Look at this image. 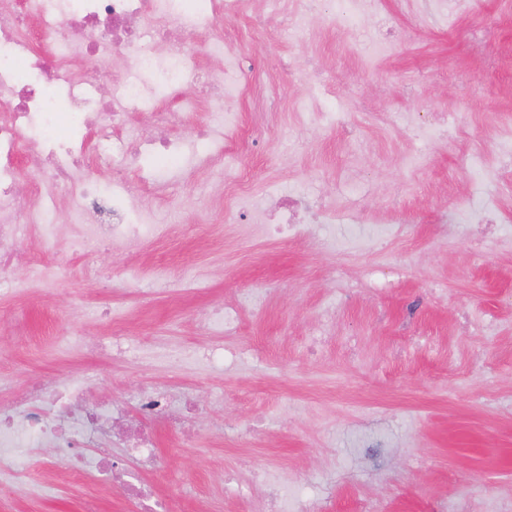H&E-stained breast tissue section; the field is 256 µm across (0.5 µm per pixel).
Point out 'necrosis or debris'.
Wrapping results in <instances>:
<instances>
[{
    "mask_svg": "<svg viewBox=\"0 0 512 512\" xmlns=\"http://www.w3.org/2000/svg\"><path fill=\"white\" fill-rule=\"evenodd\" d=\"M381 0H326L333 23L357 31L363 21L378 16ZM258 0H0V269L24 268L28 278L46 280L47 267L31 253L18 251L24 228L39 236L38 249L49 252L59 228L52 218L62 201L71 205V245L84 251L90 243L108 237L113 247L127 248L156 236L152 210L136 202L157 191L156 178L141 176L143 156L157 158L158 169L195 166L217 159L215 124L223 122L224 139L240 130L234 106L250 98L258 117L254 134L275 126L279 110L274 80L258 79L245 70L223 41L190 46L185 34L213 28L224 19L251 18ZM67 25L76 37L45 58L32 43L33 31L51 35ZM166 44L157 53L155 41ZM125 51L133 64L102 83L97 65L116 51ZM220 56L224 70L209 92L193 94L201 77V59ZM160 74L171 90L169 102L156 99L147 74ZM156 129L154 137L137 134L139 118ZM47 176L51 187H34L21 194L23 160ZM117 162L123 173L105 193L79 188L83 166ZM225 185L234 189V207L250 214L252 224L276 223L289 237L309 236L310 224L295 213L310 208L305 195L284 192L273 185L261 203H254L242 174L225 170ZM90 384L76 377L62 384L46 383L19 393L11 413L0 414V447L17 448L31 440L53 448H76L78 431L101 442L96 468L119 482L128 498L142 500L144 489L127 470L119 468L106 439L123 442L128 452L149 463L155 444L145 419L166 403L154 387L138 396L139 419L116 418L106 398L90 400ZM264 512H315L313 500L295 482H265Z\"/></svg>",
    "mask_w": 512,
    "mask_h": 512,
    "instance_id": "obj_1",
    "label": "necrosis or debris"
}]
</instances>
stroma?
<instances>
[{"label":"stroma","instance_id":"stroma-1","mask_svg":"<svg viewBox=\"0 0 512 512\" xmlns=\"http://www.w3.org/2000/svg\"><path fill=\"white\" fill-rule=\"evenodd\" d=\"M271 37L234 38L245 69L280 76L277 130L240 146L254 190L271 180L336 213L313 238L251 231L225 210L218 168L200 165L147 199L167 239L132 251L69 247L70 213L53 218L59 238L48 264L55 287L31 284L0 295V412L34 383L90 377L116 411H131L144 380L194 400L200 430L192 447L159 426L152 468L131 470L173 499L177 512H261L265 491L252 473L270 469L307 483L322 512H512V162L489 142L512 127V0H484L478 14L436 22L421 6L384 0L360 39L382 35L394 56L365 69L343 29L311 13L297 19L268 7ZM335 76L346 89V128L326 117L298 125L297 100ZM444 112L456 137L427 151L417 170L405 120ZM481 156L475 181L466 161ZM495 203L499 235L480 227ZM203 272L200 288L174 298L160 279ZM143 288L114 287L127 273ZM265 298L244 309L237 336L198 326L201 312ZM120 308L117 341L158 346L155 364L57 348L61 336L94 340L102 309ZM334 331L318 348L310 335L323 312ZM226 344L246 360L230 370L181 364L185 350ZM51 465L26 489L0 491V512H128L111 481L79 475L75 458L46 450Z\"/></svg>","mask_w":512,"mask_h":512}]
</instances>
